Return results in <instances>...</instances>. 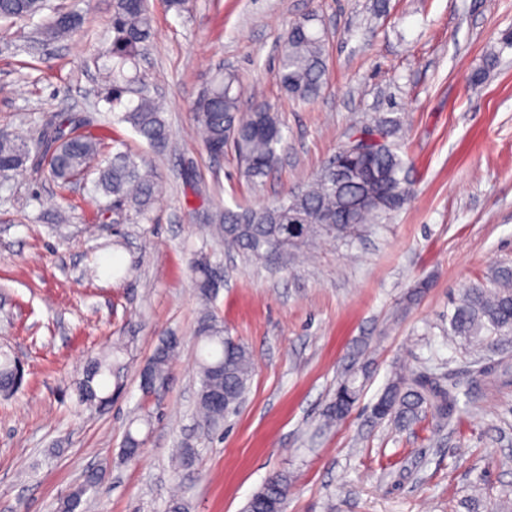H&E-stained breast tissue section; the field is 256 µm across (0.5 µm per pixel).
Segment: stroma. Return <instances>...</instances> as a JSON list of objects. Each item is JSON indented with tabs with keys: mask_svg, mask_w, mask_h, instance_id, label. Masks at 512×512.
Segmentation results:
<instances>
[{
	"mask_svg": "<svg viewBox=\"0 0 512 512\" xmlns=\"http://www.w3.org/2000/svg\"><path fill=\"white\" fill-rule=\"evenodd\" d=\"M50 4L79 13L71 41L0 27V131L36 138L79 115L145 158L161 191L135 222L32 161L0 178V344L24 362L22 388L0 395V512H54L92 472L86 512H167L175 493L190 512H242L275 473L290 479L286 512H512V386H479L448 428L372 412L399 362L465 382L475 355L512 361V340L447 337L452 299L512 266V0H193L182 14L149 0L156 37L140 72L171 132L161 153L107 101L114 0ZM312 14L326 81L297 105L274 74L288 29ZM225 67L241 109L271 103L286 125L268 177H245L233 150L211 158L195 133L192 104ZM382 115L402 121L393 140L413 189L389 220L350 249L327 241L264 264L225 251L212 211L304 186ZM202 251L224 275L208 306L255 362L245 403L212 431L196 405L207 305L189 264ZM170 335L183 343L169 381L143 394L139 372ZM112 347L126 369L111 406L78 409L75 382ZM352 374L361 395L327 426ZM129 432L143 441L133 460ZM186 446L196 461L180 469Z\"/></svg>",
	"mask_w": 512,
	"mask_h": 512,
	"instance_id": "35a3bbf8",
	"label": "stroma"
}]
</instances>
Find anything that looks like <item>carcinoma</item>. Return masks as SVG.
Segmentation results:
<instances>
[{
  "mask_svg": "<svg viewBox=\"0 0 512 512\" xmlns=\"http://www.w3.org/2000/svg\"><path fill=\"white\" fill-rule=\"evenodd\" d=\"M47 8L46 0H0V22L12 24L31 20ZM309 16L294 23L285 36L275 80L294 101L316 99L325 83L326 39ZM77 28V16L56 12L48 18L43 33L62 39ZM112 109L120 110L118 121L129 124L149 146L164 150L170 130L163 109L144 90L137 65L141 51L155 31L147 0H115L112 15ZM133 94L137 100H124ZM241 86L236 74L222 70L194 101L195 120L206 152L213 158L232 146L246 175L264 178L278 161V147L284 139V124L277 110L266 102L255 103L240 112ZM401 121L382 117L374 125L353 128L368 137L362 150L337 152V172L323 169L298 191L259 207L224 209L216 231L224 247L244 253L255 261L302 250L327 239L348 245L367 224H377L403 207L410 193L406 163L386 137L397 132ZM37 152L47 162L50 176L62 188L82 176L90 163L104 153V142L79 131V121L67 117L32 141L0 132V172L20 169ZM96 191L125 208L129 216L147 217L155 203L158 185L146 162L132 154L120 140L112 141V156L98 171ZM211 263L200 255L191 272L199 296L209 301L215 289L207 287ZM454 311L448 316V340L481 343L493 337L512 335V268L499 267L490 278L464 289ZM196 339L204 351L198 365L197 404L203 425L212 428L235 413L249 389L254 361L247 347L229 335L224 321L214 312L204 313ZM181 345V338L166 336L141 371L155 388L168 380L169 362ZM473 380L462 384L444 381L427 370L395 374L374 405V414L390 418L400 426H411L430 416L437 426L446 427L460 419L461 399L470 398L475 386L511 385L512 365L507 361L485 363ZM119 350L91 358L83 377L76 383V405L99 410L111 400L112 376L120 368ZM22 385L16 359L0 353V391L17 392ZM360 387L351 375L336 390L329 418L341 419L357 401ZM96 483L86 482L60 500L57 512H81L84 496ZM288 476L270 477L249 499L243 512H285Z\"/></svg>",
  "mask_w": 512,
  "mask_h": 512,
  "instance_id": "cac0c4a2",
  "label": "carcinoma"
}]
</instances>
